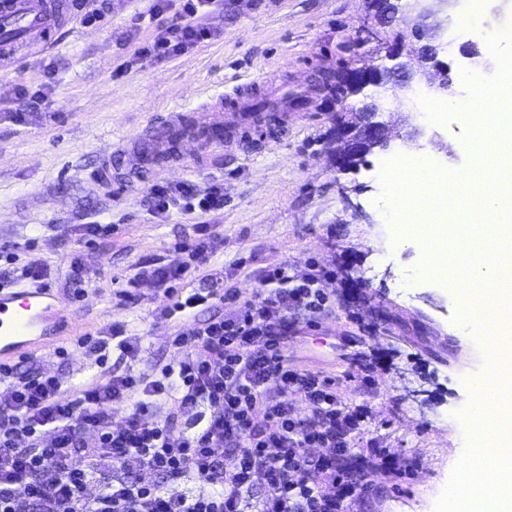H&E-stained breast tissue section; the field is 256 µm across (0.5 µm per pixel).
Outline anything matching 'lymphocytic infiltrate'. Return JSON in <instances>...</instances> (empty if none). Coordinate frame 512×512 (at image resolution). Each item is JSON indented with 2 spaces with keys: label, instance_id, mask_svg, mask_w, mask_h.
Returning a JSON list of instances; mask_svg holds the SVG:
<instances>
[{
  "label": "lymphocytic infiltrate",
  "instance_id": "f902f5d3",
  "mask_svg": "<svg viewBox=\"0 0 512 512\" xmlns=\"http://www.w3.org/2000/svg\"><path fill=\"white\" fill-rule=\"evenodd\" d=\"M211 0H182L177 23L161 25L143 56L181 53L209 32L194 19ZM224 207V186L198 189L190 181L157 186L152 208L204 213ZM192 241L176 244L180 261L141 265L136 281L162 289L165 318L235 304L230 316H212L174 336L180 358L148 371L112 372L61 400L62 385L42 373L0 367V512H339L354 492L337 466L350 453L356 418L340 406L335 379L289 368L284 313L318 314L327 297L319 284L335 279L320 269L295 278L285 263L266 266L251 299L203 272L199 261L213 234L194 227ZM200 287H193V280ZM95 352L118 350L134 359L141 338L111 325L81 340ZM276 393H269V386ZM307 414H298L296 398ZM129 403L124 425L113 426L112 405ZM167 406L156 418L158 406ZM319 456H310V448ZM204 492L172 496L160 484L127 475L128 465ZM264 495L254 500L255 485Z\"/></svg>",
  "mask_w": 512,
  "mask_h": 512
}]
</instances>
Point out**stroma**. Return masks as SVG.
<instances>
[{
  "mask_svg": "<svg viewBox=\"0 0 512 512\" xmlns=\"http://www.w3.org/2000/svg\"><path fill=\"white\" fill-rule=\"evenodd\" d=\"M153 0H109L101 22L59 28L49 49L0 69V246L20 261L38 255L50 265L47 283L74 313L64 336L33 352V366L62 384V399L104 375L97 353L79 347L83 335L125 323L142 338L138 361L110 354L116 370L136 371L175 361L170 339L190 329V318L168 320V300L149 282L128 287L139 264L173 261L174 243L192 237L198 224L214 227L203 263L223 274L243 298H251L262 267L287 262L306 273L309 265L335 270L320 286L331 304L316 329L288 320V365L345 379L344 410L359 415L344 474L356 484L346 512H436L456 459L470 433L462 416L470 402L468 381L493 364L480 335L459 320L450 289L423 276L424 253L398 234L379 199L378 163L386 153L434 160L457 172L481 165L464 141L467 124L431 125L402 94L386 92L381 119L393 137L346 172L333 165L336 114L318 106L295 113L287 126L249 134L220 164L191 153L167 172L135 177L121 162L100 177L113 143L150 128L169 112L196 109L233 87L263 86L268 101L282 94L317 97L307 76L378 66L388 45L408 26L383 23L368 0H213L200 19L207 40L180 55L157 60L137 56L156 32ZM488 18L461 36L477 58L459 46L441 50L452 81L428 89L433 99L458 97L457 77L468 70L484 79L498 75V61L480 32L512 26V0H489ZM357 42L354 52L344 44ZM43 91L38 108L16 121L15 90ZM422 134L414 146L401 136L411 126ZM224 182V208L186 214L151 210L157 185ZM88 221L111 225L110 233L83 237ZM81 252L96 278L74 283L70 262ZM131 288L135 300L121 301ZM392 461L397 474L365 473V457Z\"/></svg>",
  "mask_w": 512,
  "mask_h": 512,
  "instance_id": "35a3bbf8",
  "label": "stroma"
}]
</instances>
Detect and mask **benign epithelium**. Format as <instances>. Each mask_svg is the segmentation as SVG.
Here are the masks:
<instances>
[{
  "instance_id": "1",
  "label": "benign epithelium",
  "mask_w": 512,
  "mask_h": 512,
  "mask_svg": "<svg viewBox=\"0 0 512 512\" xmlns=\"http://www.w3.org/2000/svg\"><path fill=\"white\" fill-rule=\"evenodd\" d=\"M378 16L389 22L399 13L398 5L391 0H369ZM456 7V0H422L412 10L416 23L412 26L411 38H397L387 51L389 64L365 69H350L339 77V91L336 92V103L340 104L345 94L351 90L364 94L367 88L388 87L393 92L409 94L414 87L422 82L421 74L432 69L441 76L438 88L446 89L450 83L447 67L438 61V46L433 44V36L428 31H440L443 23L438 22L428 27L426 21L440 15L450 18ZM383 105L372 95L365 94V100L357 108L360 121L339 122L336 124V153L334 163L339 171L346 170L354 158H362L376 148L387 145V125L377 121Z\"/></svg>"
}]
</instances>
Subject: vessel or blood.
<instances>
[{
  "instance_id": "b4317fda",
  "label": "vessel or blood",
  "mask_w": 512,
  "mask_h": 512,
  "mask_svg": "<svg viewBox=\"0 0 512 512\" xmlns=\"http://www.w3.org/2000/svg\"><path fill=\"white\" fill-rule=\"evenodd\" d=\"M0 18L21 23L22 33L14 39L0 40V66L19 60L24 51L45 49L54 31L63 26L66 14L58 0H0ZM269 117L250 111L241 99L226 96L218 105H202L191 112H170L159 125L165 137L157 133L113 144L111 155L133 156L136 171L164 169L170 149L193 145L202 158H210L233 143L227 129L259 130ZM68 313L63 305L51 302L47 287L0 289V362L23 354L37 339L57 335L66 324Z\"/></svg>"
}]
</instances>
